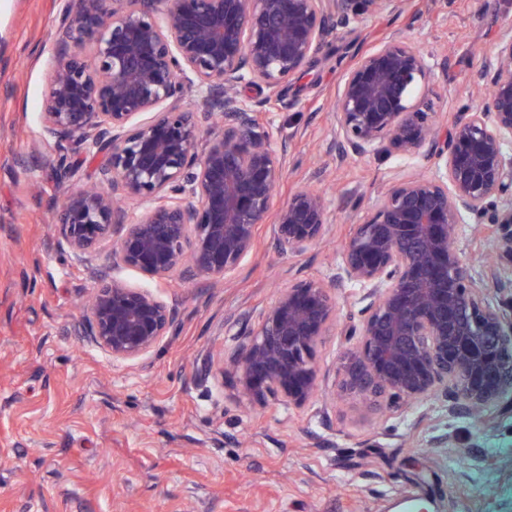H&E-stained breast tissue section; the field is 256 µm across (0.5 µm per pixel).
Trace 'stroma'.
I'll use <instances>...</instances> for the list:
<instances>
[{
	"label": "stroma",
	"instance_id": "stroma-1",
	"mask_svg": "<svg viewBox=\"0 0 512 512\" xmlns=\"http://www.w3.org/2000/svg\"><path fill=\"white\" fill-rule=\"evenodd\" d=\"M64 3L0 0V512H512V412L451 420L434 401L379 413L335 397L357 312L344 291L311 405L246 403L220 372L278 289L332 279L352 222L387 188L436 172L423 155L339 159L330 103L357 52L397 30L447 58L433 90L441 120H454L512 0H411L330 35L286 105L263 116L288 146L276 203L324 190L336 213L327 241L283 255L264 224L230 286L162 285L178 298L177 327L134 362L76 329L89 282L52 227L57 151L42 137V103ZM441 434L450 447H435Z\"/></svg>",
	"mask_w": 512,
	"mask_h": 512
}]
</instances>
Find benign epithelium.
<instances>
[{"label":"benign epithelium","instance_id":"1","mask_svg":"<svg viewBox=\"0 0 512 512\" xmlns=\"http://www.w3.org/2000/svg\"><path fill=\"white\" fill-rule=\"evenodd\" d=\"M408 0H69L56 28L42 136L58 152L65 188L54 231L86 265L91 298L79 327L115 362L151 352L177 322V305L89 265L111 242L112 269L154 283L174 277L221 285L272 220L283 254L324 239L326 193L295 192L274 207L286 148L262 114L282 104L326 37ZM448 71L393 32L357 57L336 98L339 156L436 160L432 177L398 182L351 225L329 282L282 288L226 370L241 394L303 407L321 392L317 359L336 321V291L358 287L354 341L335 387L377 410L438 400L448 418L512 402V21L474 85L489 90L451 126L418 88ZM267 90L258 100L245 88ZM188 88L200 107L184 105ZM101 159L73 186L71 152ZM490 227L489 259L474 272L452 244L457 225ZM505 299L493 304L487 292Z\"/></svg>","mask_w":512,"mask_h":512}]
</instances>
